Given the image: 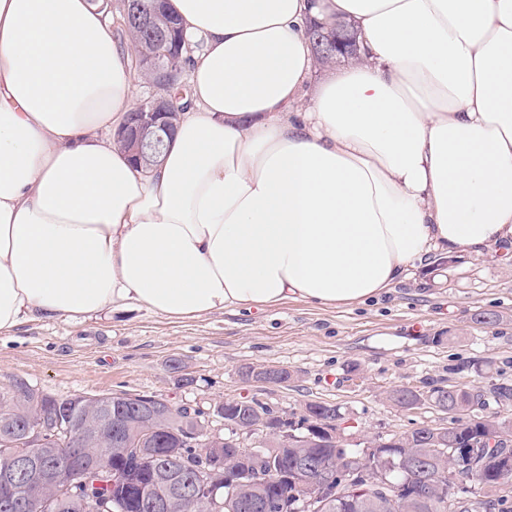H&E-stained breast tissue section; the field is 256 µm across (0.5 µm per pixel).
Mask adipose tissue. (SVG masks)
Listing matches in <instances>:
<instances>
[{"instance_id":"1","label":"adipose tissue","mask_w":512,"mask_h":512,"mask_svg":"<svg viewBox=\"0 0 512 512\" xmlns=\"http://www.w3.org/2000/svg\"><path fill=\"white\" fill-rule=\"evenodd\" d=\"M194 49L160 162L115 132L131 41L94 0H0V337L378 297L512 245V0H166ZM358 31L313 97L310 23Z\"/></svg>"}]
</instances>
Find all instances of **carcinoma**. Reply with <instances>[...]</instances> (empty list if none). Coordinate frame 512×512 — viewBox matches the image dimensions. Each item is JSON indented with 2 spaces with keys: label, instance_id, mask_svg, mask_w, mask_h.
<instances>
[{
  "label": "carcinoma",
  "instance_id": "carcinoma-1",
  "mask_svg": "<svg viewBox=\"0 0 512 512\" xmlns=\"http://www.w3.org/2000/svg\"><path fill=\"white\" fill-rule=\"evenodd\" d=\"M152 0H122L121 16L124 29L131 36L139 57L153 52L152 37L130 21L131 8L147 9ZM157 27L168 32L164 50L182 54L186 40L177 20L162 12L155 17ZM112 413H124L138 401L152 399L150 395L129 393L103 394ZM394 405L412 409L422 402H431L448 414V444L436 446L437 427L418 425L401 434L372 441L378 451L366 454L350 444L337 447L315 433L320 421L340 420L339 408L324 402L307 403L296 418L293 429L297 440L286 447L276 446L277 424L271 421L252 430L260 437L254 449L261 452L260 476L253 475L242 461L240 437L234 431L224 436V469L215 474L219 510L205 504L207 512H250L245 508L249 499L265 503L269 512H512V473L495 470L493 457L501 443L496 441L499 430L512 431V422L500 419L489 411L490 404L512 405V383L503 381L484 398L480 390L467 391L435 386L427 394L409 387H396L387 394ZM83 396L57 398L43 393L23 379L0 387V453L9 456L57 450L65 460L68 440L64 429L86 414L81 409ZM273 413V409L255 397L229 399L225 402L227 418H238L246 426L256 424V412ZM209 413L196 406L182 409L165 421L154 425L156 437L173 440L178 449L174 460L126 453L106 444H94L78 465L67 466L66 477L76 483L78 498L63 504L55 512H103L100 503L104 493L112 491V478L127 485V495L118 498L121 505L112 512H155L150 499L155 493L152 475L155 470L170 466L183 481L191 483L199 474L213 470L209 455L202 451L201 423ZM34 421L41 429L42 445L31 446L25 435V423ZM477 448L473 458L474 481L454 490L443 474L453 473L455 449ZM340 470L329 486L331 500L319 509L304 502V474L294 471L296 464Z\"/></svg>",
  "mask_w": 512,
  "mask_h": 512
}]
</instances>
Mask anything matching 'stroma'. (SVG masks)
<instances>
[{"instance_id": "35a3bbf8", "label": "stroma", "mask_w": 512, "mask_h": 512, "mask_svg": "<svg viewBox=\"0 0 512 512\" xmlns=\"http://www.w3.org/2000/svg\"><path fill=\"white\" fill-rule=\"evenodd\" d=\"M480 312L499 315L481 327ZM286 370L287 382L246 379L247 367ZM15 378L53 396L127 392L204 408L256 397L279 412L309 402L339 407L364 444L447 416L386 398L395 387L425 392L512 381V259L451 256L348 307L293 298L264 310L173 320L144 310L97 318L28 317L0 337V386Z\"/></svg>"}]
</instances>
